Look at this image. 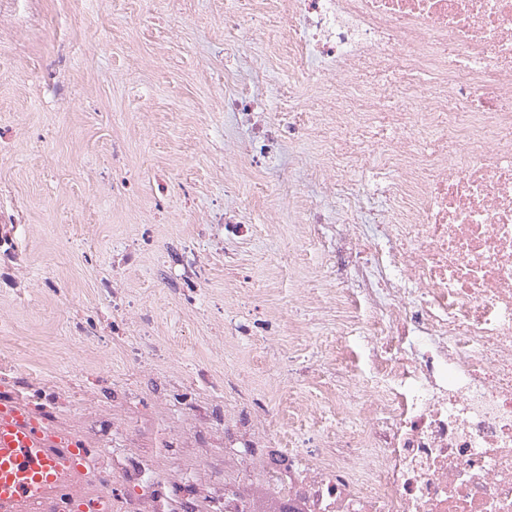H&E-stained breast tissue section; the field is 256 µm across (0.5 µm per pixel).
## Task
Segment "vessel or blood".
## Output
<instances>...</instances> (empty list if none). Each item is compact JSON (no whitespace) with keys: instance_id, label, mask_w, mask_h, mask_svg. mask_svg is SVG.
I'll return each instance as SVG.
<instances>
[{"instance_id":"obj_1","label":"vessel or blood","mask_w":512,"mask_h":512,"mask_svg":"<svg viewBox=\"0 0 512 512\" xmlns=\"http://www.w3.org/2000/svg\"><path fill=\"white\" fill-rule=\"evenodd\" d=\"M88 464L71 436L43 432L23 403L0 406V512H29L84 487Z\"/></svg>"}]
</instances>
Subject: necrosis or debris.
Segmentation results:
<instances>
[{
    "instance_id": "1",
    "label": "necrosis or debris",
    "mask_w": 512,
    "mask_h": 512,
    "mask_svg": "<svg viewBox=\"0 0 512 512\" xmlns=\"http://www.w3.org/2000/svg\"><path fill=\"white\" fill-rule=\"evenodd\" d=\"M287 18L300 85L320 87L302 123L265 122L266 105L232 86L224 109L252 125L247 151L271 158L286 139L336 127L337 159L393 176L395 216L373 234L350 223L338 252L351 267L360 352L377 385L348 382L337 403L364 416L361 434L273 456L242 435L224 454V512H512V0H270ZM386 77L385 97L357 84ZM112 329L91 343L122 346L135 365L163 363L150 306L113 279L97 284ZM0 352V400L24 403L44 431L68 433L105 479L84 494L114 512H159L165 493L143 463H116L78 414L73 383L43 386ZM213 390L192 409L224 419L239 379L196 366ZM244 469L261 480H239Z\"/></svg>"
}]
</instances>
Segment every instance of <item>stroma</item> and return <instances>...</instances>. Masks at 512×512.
<instances>
[{
    "mask_svg": "<svg viewBox=\"0 0 512 512\" xmlns=\"http://www.w3.org/2000/svg\"><path fill=\"white\" fill-rule=\"evenodd\" d=\"M228 10L258 31L276 28L264 0H0V214L26 229L13 274L16 287L35 291L21 306L0 284V350L18 349L24 366L49 378L98 371L103 404L112 382L134 378L140 396L121 414L102 406L85 417L111 424L113 459L138 458L165 482L163 512H181L188 497L223 498V480L195 486L180 476L200 449L235 438L241 410L267 448L298 449L331 426L363 425L356 413L336 415L344 368L317 370L353 321L358 291L332 261L349 210L332 190L336 171L309 140L256 162L245 151L248 125L224 109L225 75L246 81L258 68L265 80L253 90L271 114L295 95L307 112L322 92H298L287 48L273 59L262 41L228 43ZM311 204L331 221L326 242L305 233ZM230 211L250 231L219 250L200 229ZM139 239L140 260L122 285L154 307V333L172 356L134 372L120 352L83 342L78 324L97 312V282ZM189 242L206 268L201 295L224 305L208 322L181 298L178 257ZM336 288L344 299L328 303ZM230 319L251 335L218 342L212 324ZM199 364L250 385L244 398L225 395L224 421L209 429L182 412L179 378ZM299 399L320 408L295 414L289 403Z\"/></svg>",
    "mask_w": 512,
    "mask_h": 512,
    "instance_id": "35a3bbf8",
    "label": "stroma"
}]
</instances>
